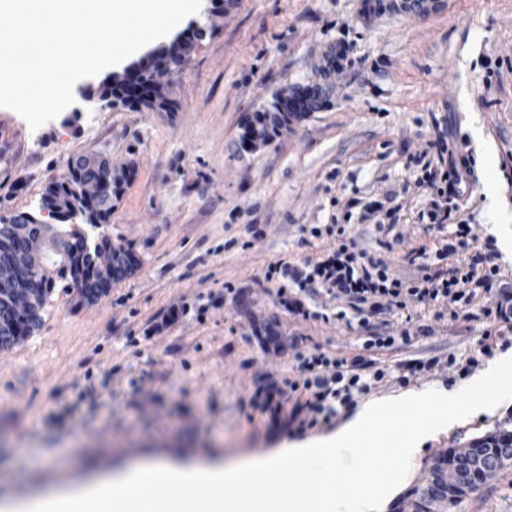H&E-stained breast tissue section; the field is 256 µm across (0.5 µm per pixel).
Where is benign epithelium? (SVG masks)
<instances>
[{
    "instance_id": "7a95c632",
    "label": "benign epithelium",
    "mask_w": 512,
    "mask_h": 512,
    "mask_svg": "<svg viewBox=\"0 0 512 512\" xmlns=\"http://www.w3.org/2000/svg\"><path fill=\"white\" fill-rule=\"evenodd\" d=\"M205 22L195 23V29L213 28V17L224 13L225 0H210ZM152 70L146 74L148 82L162 87L159 76L169 72V63L160 53H150ZM68 172L80 174L75 195H62L53 204L41 210V217L20 213L0 223V310L10 312L13 319H0V336H14L18 324L32 316L39 295L43 293L50 274L51 254L59 252L55 246V221L75 211L78 203L86 207V223L99 225L102 218L112 214V176L114 166L108 158L80 156L67 163ZM67 264L79 269L75 282L79 294L88 304L95 303L120 280L119 271L128 264L125 254L112 246L98 244L94 250L75 249ZM493 456L478 452L473 446L456 452L451 465L431 469L426 489L425 512H448V500L456 495L474 476L491 479L496 469L512 464V441L492 449Z\"/></svg>"
}]
</instances>
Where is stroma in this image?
<instances>
[{"label":"stroma","instance_id":"35a3bbf8","mask_svg":"<svg viewBox=\"0 0 512 512\" xmlns=\"http://www.w3.org/2000/svg\"><path fill=\"white\" fill-rule=\"evenodd\" d=\"M364 0H232L177 73L165 79L174 107L87 105L108 72L79 80V98L30 129L0 108V217L38 213L50 182L65 180L76 155H108L132 174L106 224L88 228L132 252L138 268L89 304L54 291L38 330L0 351V501L23 492H62L71 474L111 478L159 457L262 456L331 425L298 434L252 409L266 376L291 378L296 354L350 358L375 332L376 317L348 327L332 302L326 318L280 304L268 263H300L332 242L311 228L346 227L392 277L425 249L428 273L446 276L434 253L453 245L455 262L479 249L453 224L424 214L422 186L440 132L474 179L465 212L496 248L512 245V0H440L426 13L364 18ZM344 49L331 93L317 111L267 145L245 148L242 133L275 94L316 83L331 50ZM390 215L394 233L364 219L367 205ZM450 320L437 306L409 303L392 317L411 338L380 354L386 376L357 405L477 377L491 357L512 353V331L494 337L478 367L415 369L413 363L477 348L492 318L470 306ZM274 323L278 345L265 341ZM512 431V402L449 426L423 445L415 467L427 480L438 456L489 432ZM458 512H512V466L487 481Z\"/></svg>","mask_w":512,"mask_h":512}]
</instances>
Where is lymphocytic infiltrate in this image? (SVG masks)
<instances>
[{"label":"lymphocytic infiltrate","instance_id":"obj_1","mask_svg":"<svg viewBox=\"0 0 512 512\" xmlns=\"http://www.w3.org/2000/svg\"><path fill=\"white\" fill-rule=\"evenodd\" d=\"M434 149L426 182L437 197L427 216L432 223L442 224L461 211L462 187L468 184L471 171L456 163L446 136H439ZM423 257L420 251L408 255L417 274L413 281L404 282L391 277L389 261L368 256L356 237L342 235L337 246L316 259L299 265L269 263L264 280L277 283L278 298L289 312L304 314L303 298L323 296L346 303L355 318L366 314L381 317L382 330L363 342V354L349 360L324 353L298 356L294 377L257 391L252 406L273 418H284L300 433L330 422L339 408L353 404L355 394L368 392L372 383L383 381L384 370L368 353L392 348L397 339H409L408 330L395 329L391 315L410 300L449 306V315L456 320L460 313L455 303L471 302L481 293L487 299L484 314L512 325V287L499 281L497 263H488L481 270L473 265L465 269L454 266L447 277L438 279L427 274Z\"/></svg>","mask_w":512,"mask_h":512}]
</instances>
